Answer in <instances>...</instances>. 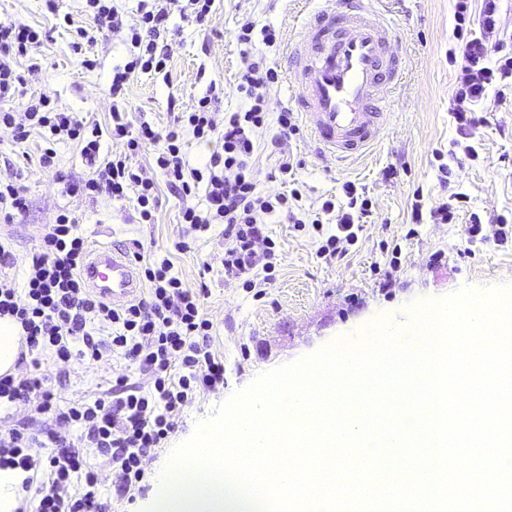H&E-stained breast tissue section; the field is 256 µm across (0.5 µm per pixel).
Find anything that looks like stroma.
Masks as SVG:
<instances>
[{"label": "stroma", "mask_w": 512, "mask_h": 512, "mask_svg": "<svg viewBox=\"0 0 512 512\" xmlns=\"http://www.w3.org/2000/svg\"><path fill=\"white\" fill-rule=\"evenodd\" d=\"M124 26L96 43L76 50V28H91L82 13L81 0H60L61 12L73 18L72 27L57 25L45 13L42 0H0V21L42 27L49 37L37 52L40 70L32 74L27 61H20L23 97L49 94L64 112H75L109 129L112 70L130 56L126 27L136 17L138 0H115ZM332 0H215L205 26L172 13L174 34L168 41L166 74L133 75L127 89V113L131 127L149 122L165 130L174 113L190 108L209 84H216L218 98L212 106L216 124L224 115L245 108L238 90L243 68L241 47L235 34L249 18L271 25L280 33L276 45L258 51L274 63L282 79L288 76L285 57L289 40L300 31L308 14L331 7ZM395 30L397 53L406 60V77L393 97L385 117V130L364 157L343 164L320 159L306 133L281 141L278 148H264L256 159V180L269 194L299 188L303 208H316L327 197L341 194L345 182L364 189L373 202V214L359 235L350 255L331 262L316 255L319 237L312 229L296 230L288 223L270 224L266 233L276 243L275 278L264 298H254L241 281L224 277V227L212 225L198 234L187 253L173 252V272L190 288L207 285L204 313L211 321L213 350L224 359V386L200 392L187 406L164 448L148 463L147 487L134 503L117 501L113 488L119 473L101 457L87 454L86 463L101 482V496L112 512H148L170 454L193 435L199 422L210 418L233 393L248 387L258 375L309 356L333 341L361 339L363 329L380 318L409 331L415 306L438 301L463 289L512 288V246H494L488 237L493 228L489 218L512 213V95L494 98L489 104V121L474 129L471 142L479 148L478 158L459 155L458 166L448 184L437 180L435 153L453 147L457 137L449 114L452 90L464 64L449 60L455 48L453 0H380L378 5ZM96 60L92 69L83 68L82 56ZM281 81L269 84L264 93L271 112L289 105ZM55 152V169L73 176L86 172L75 144L47 145L38 134L15 141L0 132V178L21 174L29 201L26 213L15 222L0 220V246L10 250L13 266L1 273L23 282L44 225L53 223L59 210L70 211L79 220V230L89 247L120 245L132 250L134 242L164 249L182 240L187 228L182 222L185 206H197L201 197H182L167 184H160V207L151 224L138 223L132 201L95 200L66 195L44 169L39 159L45 148ZM298 161L295 183L276 173L281 154ZM394 178H387L389 168ZM456 192L467 195L457 223L436 224L411 219L414 201L424 209L438 207ZM484 219V236L462 244V227L470 213ZM399 240L400 270L392 284L384 272L390 256L383 242ZM42 367L63 371L70 378L57 388L62 400L97 396L127 371L124 360L109 358L93 363L72 360L62 363L51 351L41 354Z\"/></svg>", "instance_id": "1"}]
</instances>
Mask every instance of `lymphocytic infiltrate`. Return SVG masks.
I'll return each mask as SVG.
<instances>
[{
    "label": "lymphocytic infiltrate",
    "instance_id": "obj_1",
    "mask_svg": "<svg viewBox=\"0 0 512 512\" xmlns=\"http://www.w3.org/2000/svg\"><path fill=\"white\" fill-rule=\"evenodd\" d=\"M215 0H139L134 24L124 25L112 0H84V10L93 29H80V38L90 32L127 28L130 59L112 72V139L123 141L118 154H102V129L74 113L58 111L47 93L30 100L25 123L14 120L9 110L0 109V131L14 139L26 140L35 130L53 140L70 141L80 148L88 169L82 177H70L53 168V152L41 161L53 169L55 181L63 183L67 194L95 199H133L141 223L155 220L159 206L157 178H165L182 196L203 191L205 203L188 206L182 221L191 232L208 231L211 225L224 227V275L244 279L254 288L251 275L262 272L263 283H271L275 268V243L264 233L271 219L291 224L300 219L293 209L300 200L298 191L266 194L254 176L255 155L263 138L272 143L296 134L293 112L281 109L270 114L261 90L278 81L279 73L266 59L249 52L255 42L272 46L278 41L274 27L255 20L243 22L236 40L248 49L240 74L239 91L246 100L243 110L227 113L223 126L211 117V95L200 97L190 111L175 117L164 131L141 123L130 132L125 120L124 91L134 72L160 73L167 67L166 45L171 11L205 23ZM455 0L453 36L465 59L456 79L451 116L459 134L487 123L490 97H504L512 80V39L501 26V0ZM42 34L34 27L0 22V102L13 98L22 78L14 69L17 58L39 48ZM211 144L213 150L201 167L190 165L183 147L185 133ZM151 151L150 169L133 166V157ZM372 204L353 184H345L343 195L322 201L311 221L315 232H324L323 218L335 215L336 231L317 250L318 257L344 260L354 245ZM88 244L79 233L75 216L60 210L54 223L46 225L37 252L32 257L23 288L0 278V317L10 316L22 326V345L27 350L48 348L62 361L103 359L105 352L120 355L139 372L150 374L153 384L143 389L128 375L113 381L105 393L94 399L59 404L50 374L34 370L26 377L0 375V404L18 401L33 403L36 413L54 414L57 423L70 426L67 434H52L53 450L48 457L49 474L41 481L30 512H107L94 472L83 471L86 453H94L120 470L115 487L117 499L133 501L142 490L145 466L152 454L174 430L183 406L198 392L224 382V360L211 345V322L205 317L202 301L206 288L190 289L173 272L169 258L150 249L134 252L144 281L146 296L122 306H114L87 289L81 268ZM112 331L109 348L95 338L97 330ZM35 443L26 428L0 432V467L35 469L30 450ZM83 482H74L75 474Z\"/></svg>",
    "mask_w": 512,
    "mask_h": 512
}]
</instances>
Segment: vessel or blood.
Returning a JSON list of instances; mask_svg holds the SVG:
<instances>
[{
	"label": "vessel or blood",
	"mask_w": 512,
	"mask_h": 512,
	"mask_svg": "<svg viewBox=\"0 0 512 512\" xmlns=\"http://www.w3.org/2000/svg\"><path fill=\"white\" fill-rule=\"evenodd\" d=\"M369 0H338L302 25L288 44L294 78L286 92L294 101L323 157L348 161L366 155L379 141L405 61L392 50L396 34ZM91 290L115 305L141 288L123 249L95 248L84 266Z\"/></svg>",
	"instance_id": "obj_1"
}]
</instances>
